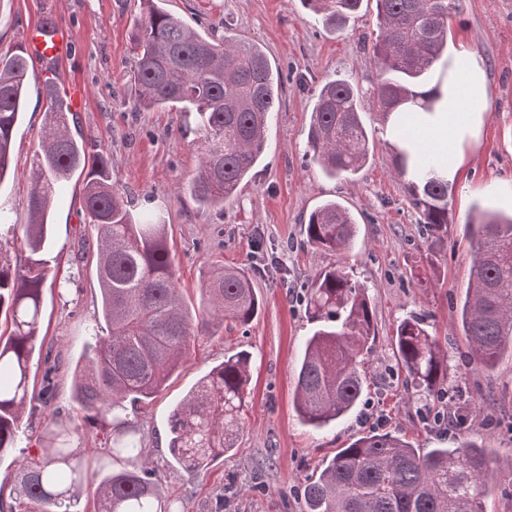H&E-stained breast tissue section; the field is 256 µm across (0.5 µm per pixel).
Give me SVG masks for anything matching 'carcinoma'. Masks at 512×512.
I'll return each instance as SVG.
<instances>
[{
	"mask_svg": "<svg viewBox=\"0 0 512 512\" xmlns=\"http://www.w3.org/2000/svg\"><path fill=\"white\" fill-rule=\"evenodd\" d=\"M145 0L132 31L137 107L194 112L205 134L199 170L189 192L203 206L224 204L259 161L269 114L279 100V76L256 46L232 36L201 35L178 17ZM363 0H301L325 25L340 30ZM377 32L368 63L377 73L374 94L382 119L399 113L402 130L416 125L409 104H421L429 75L448 44L449 20L461 0H375ZM28 59L0 56V182L12 162V134L26 102ZM45 124L40 151L31 167L28 214L23 225L26 255L13 265L0 257V314L12 331L0 340V456L17 447L27 406L43 400L30 386L38 346L42 295L51 266L50 214L61 182L84 176L89 223L97 230V280L104 328H91L94 343L85 366L75 371L77 397L89 424L106 422L148 404L190 351L199 329L229 319L250 324L261 300L248 272L224 266L204 285L209 318L194 321L177 288L167 227L138 218L128 197L112 185V163L92 153L70 133L69 103L57 87L46 86ZM312 159L331 178L357 174L371 154L361 118L359 90L347 79L326 82L316 93L308 131ZM399 176L411 175L410 203L433 241L448 235V181L435 168L446 157L418 145L413 153L392 150ZM473 243L469 288L460 307L471 361L494 368L512 354V217H490L467 225ZM307 243L341 255L355 236V220L336 201L313 210L305 227ZM306 311L313 334L305 340L294 403L304 424L324 428L358 406L366 384L364 355L375 340L373 314L363 285L346 267L334 264L311 283ZM405 383L427 394L438 392L448 356L423 319L400 322L394 336ZM250 356L224 361L191 389L169 416V451L187 472L235 447L241 428ZM71 432L51 431L41 454L19 465L17 506L0 512H80V490L94 486L97 512H180L164 500L156 483L158 467L146 456L134 426L115 429L110 453L124 462L115 469L95 456L67 447ZM485 448L463 438L455 448L421 449L389 432L372 430L323 460L305 482L307 512H484L493 479Z\"/></svg>",
	"mask_w": 512,
	"mask_h": 512,
	"instance_id": "cac0c4a2",
	"label": "carcinoma"
}]
</instances>
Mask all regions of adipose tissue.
<instances>
[{
	"mask_svg": "<svg viewBox=\"0 0 512 512\" xmlns=\"http://www.w3.org/2000/svg\"><path fill=\"white\" fill-rule=\"evenodd\" d=\"M435 97L434 112L420 115L428 143L450 147L441 177L455 180L464 162V149L477 142L490 100L485 62L478 53L464 49L451 58L449 68L438 70L428 85Z\"/></svg>",
	"mask_w": 512,
	"mask_h": 512,
	"instance_id": "ef3b65f1",
	"label": "adipose tissue"
}]
</instances>
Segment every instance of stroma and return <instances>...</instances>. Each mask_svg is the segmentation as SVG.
I'll use <instances>...</instances> for the list:
<instances>
[{"mask_svg":"<svg viewBox=\"0 0 512 512\" xmlns=\"http://www.w3.org/2000/svg\"><path fill=\"white\" fill-rule=\"evenodd\" d=\"M163 8L200 32L230 28L258 45L281 75L279 103L268 121L260 164L220 207H203L186 190L197 171L204 137L194 115L139 111L134 104L131 33L141 0H0V52L20 46L25 31L52 16L72 34L74 48L60 60L54 83L81 90L77 118L86 147L112 160V181L142 216L168 226L177 285L191 313L204 305L202 288L225 265L249 268L262 301L248 326L225 322L200 333L190 354L146 409L127 419L140 427L148 458L158 466L162 495L181 512H306L303 485L322 460L372 429L391 432L423 451L456 447L461 434L489 448L497 477L485 512H512V357L494 370L475 368L458 322L471 274L472 243L465 226L482 213L512 215V201L495 187L512 181V0H462L450 22L449 52L468 48L484 59L490 107L477 145L448 189V235L440 246L420 224L409 203L407 182L392 166V153L374 99L376 74L367 63L376 8L362 7L341 31L325 28L300 0H163ZM344 78L361 91V109L373 150L354 176L330 178L313 163L307 131L312 89ZM47 100L40 64L27 75L26 108L14 133L13 166L0 182V210L13 222L0 226V254L20 255L16 239L27 217L30 170L43 134ZM328 200L342 203L357 221V236L343 256L312 248L304 227ZM53 235L47 254L58 284L43 295L41 350L31 383L51 376L44 403L25 413L18 448L0 458V500L11 502L19 463L48 444L46 423L74 430L72 448L102 454L113 422L90 425L75 398L74 372L90 338L89 324L101 301L96 252L82 247L95 239L83 209L78 176L62 182L51 212ZM353 269L369 296L376 344L365 357L366 391L359 412L316 430L300 420L294 393L306 336L312 326L307 291L323 268ZM423 316L448 355L445 388L470 422L449 431L424 417L423 406L439 399L404 383L393 353L399 322ZM239 350L252 355L247 406L235 448L196 474L170 456L168 418L185 394Z\"/></svg>","mask_w":512,"mask_h":512,"instance_id":"35a3bbf8","label":"stroma"}]
</instances>
